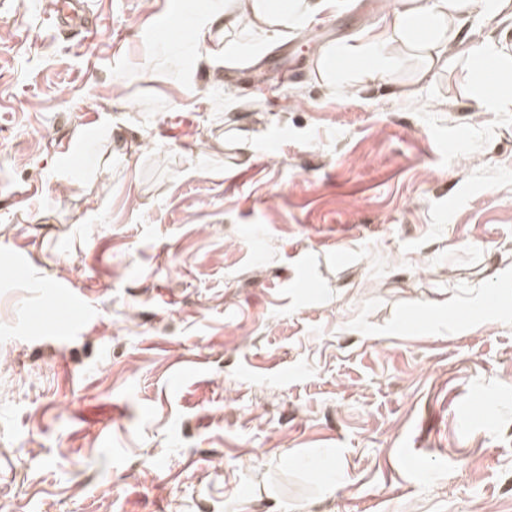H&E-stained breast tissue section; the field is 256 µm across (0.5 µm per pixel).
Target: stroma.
<instances>
[{
	"label": "stroma",
	"instance_id": "1",
	"mask_svg": "<svg viewBox=\"0 0 512 512\" xmlns=\"http://www.w3.org/2000/svg\"><path fill=\"white\" fill-rule=\"evenodd\" d=\"M217 2L87 0L88 35L0 0V500L512 512V97L480 106L512 62L327 83L391 12L343 0L229 69L183 24ZM82 133L112 162L63 183ZM53 286L87 302L65 336Z\"/></svg>",
	"mask_w": 512,
	"mask_h": 512
}]
</instances>
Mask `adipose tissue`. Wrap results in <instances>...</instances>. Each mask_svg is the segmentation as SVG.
<instances>
[{
  "mask_svg": "<svg viewBox=\"0 0 512 512\" xmlns=\"http://www.w3.org/2000/svg\"><path fill=\"white\" fill-rule=\"evenodd\" d=\"M332 0H225L223 7L188 14L197 47L206 46L215 30H223L225 62L258 57L264 47L279 40L285 30L305 23L325 10ZM494 17L512 6V0H398L387 27L360 46L338 45L326 49L319 70L328 81L347 74L354 58L368 59L373 73H383L391 59L386 45H398L429 63L438 62L448 46L465 47L471 64L482 69L495 60L493 45H474L471 35L473 7Z\"/></svg>",
  "mask_w": 512,
  "mask_h": 512,
  "instance_id": "ef3b65f1",
  "label": "adipose tissue"
}]
</instances>
